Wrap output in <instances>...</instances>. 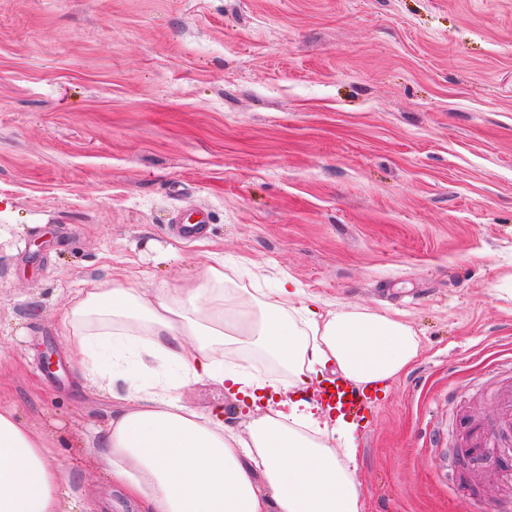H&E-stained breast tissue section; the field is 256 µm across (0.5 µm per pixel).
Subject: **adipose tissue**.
Here are the masks:
<instances>
[{"instance_id":"ef3b65f1","label":"adipose tissue","mask_w":512,"mask_h":512,"mask_svg":"<svg viewBox=\"0 0 512 512\" xmlns=\"http://www.w3.org/2000/svg\"><path fill=\"white\" fill-rule=\"evenodd\" d=\"M208 267L200 281L144 293L117 279L92 284L60 316L83 378L112 393L128 385L112 419L95 428L97 454L116 464L128 490L150 489L149 512H361L354 480L355 426L300 398L333 374L358 387L396 380L422 345L406 321L357 308L327 310L292 278L259 299L224 285ZM260 348L287 378L226 368L228 353ZM174 366L263 403L246 434L173 397L168 379L141 380L153 363ZM48 440L15 408L0 406V512H86Z\"/></svg>"}]
</instances>
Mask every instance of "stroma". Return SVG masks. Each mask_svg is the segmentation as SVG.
Instances as JSON below:
<instances>
[{"label": "stroma", "mask_w": 512, "mask_h": 512, "mask_svg": "<svg viewBox=\"0 0 512 512\" xmlns=\"http://www.w3.org/2000/svg\"><path fill=\"white\" fill-rule=\"evenodd\" d=\"M192 212L206 245L175 231ZM0 223V404L99 512L148 507L86 448L116 401L58 310L219 260L228 287L289 276L420 336L354 433L363 512L512 501L500 449L463 451L512 386V0H0ZM177 394L245 430L224 388Z\"/></svg>", "instance_id": "obj_1"}]
</instances>
